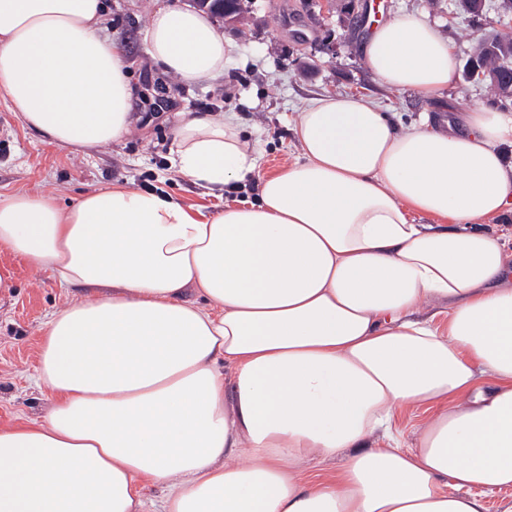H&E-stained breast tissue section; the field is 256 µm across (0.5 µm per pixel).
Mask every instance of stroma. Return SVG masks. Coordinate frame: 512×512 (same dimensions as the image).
<instances>
[{
  "label": "stroma",
  "instance_id": "obj_1",
  "mask_svg": "<svg viewBox=\"0 0 512 512\" xmlns=\"http://www.w3.org/2000/svg\"><path fill=\"white\" fill-rule=\"evenodd\" d=\"M345 2L337 0L330 10L322 0H251L244 18L216 22L233 44L223 76L186 84L156 65L142 41L157 0H105L100 34L123 47L130 72L129 134L89 155L49 148L0 96V194H52L66 205L84 192L117 183L171 195L186 209L211 215L233 201L254 199L256 181L247 179L227 193L178 173L172 150L181 113L234 116L248 142L260 150L265 175L296 160L292 126L303 106L320 96L368 97L403 131L414 129L426 113L452 120L473 105H489L492 92L466 82L463 66L481 39L512 34V14L498 11L499 0H486L487 11L479 18L457 9L455 0H390V15L424 14L454 45L450 85L431 100L388 89L369 73L362 28L348 23ZM324 40L335 43V55L320 51ZM156 101L163 109L143 121ZM0 267L10 268L15 277L12 291L0 294V425H6L40 418L48 410V391L34 383L39 341L52 313L84 291L59 286L5 251H0Z\"/></svg>",
  "mask_w": 512,
  "mask_h": 512
}]
</instances>
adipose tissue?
<instances>
[{
    "mask_svg": "<svg viewBox=\"0 0 512 512\" xmlns=\"http://www.w3.org/2000/svg\"><path fill=\"white\" fill-rule=\"evenodd\" d=\"M103 18L102 0H0V94L48 146L130 128ZM142 39L185 83L232 51L188 7L154 9ZM452 54L411 12L363 46L374 77L426 99ZM294 134L296 162L211 216L124 185L66 207L0 195V249L87 290L42 334L49 410L0 426V512H486L495 493L512 512L511 238L478 223L512 212V113L402 131L371 99L326 96ZM173 142L206 184L260 166L231 116L187 113ZM408 406L430 413L410 445L392 425ZM312 457L338 466L307 478Z\"/></svg>",
    "mask_w": 512,
    "mask_h": 512,
    "instance_id": "adipose-tissue-1",
    "label": "adipose tissue"
}]
</instances>
